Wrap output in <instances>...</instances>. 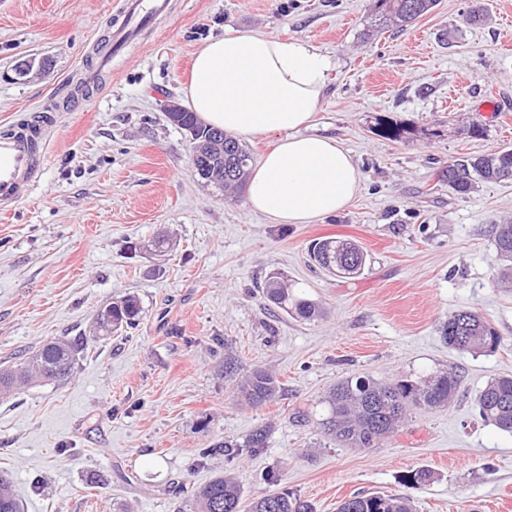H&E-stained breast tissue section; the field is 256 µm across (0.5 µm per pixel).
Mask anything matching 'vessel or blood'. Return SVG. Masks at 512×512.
Here are the masks:
<instances>
[{
	"label": "vessel or blood",
	"instance_id": "obj_1",
	"mask_svg": "<svg viewBox=\"0 0 512 512\" xmlns=\"http://www.w3.org/2000/svg\"><path fill=\"white\" fill-rule=\"evenodd\" d=\"M161 0H122L112 25V47L121 49L147 19L161 11ZM43 138L39 125L13 124L0 132V208L23 201L37 183L38 147Z\"/></svg>",
	"mask_w": 512,
	"mask_h": 512
}]
</instances>
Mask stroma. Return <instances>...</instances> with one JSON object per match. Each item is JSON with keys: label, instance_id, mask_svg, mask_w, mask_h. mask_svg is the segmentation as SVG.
Wrapping results in <instances>:
<instances>
[{"label": "stroma", "instance_id": "stroma-1", "mask_svg": "<svg viewBox=\"0 0 512 512\" xmlns=\"http://www.w3.org/2000/svg\"><path fill=\"white\" fill-rule=\"evenodd\" d=\"M483 3L480 24L465 21L469 0H439L407 30L369 37L372 0H166L107 74L97 62L117 0H0V131L58 117L34 190L0 213V366L89 339L67 382L0 396V472L24 512H193L194 491L227 471L246 498L287 491L316 512L358 493L407 495L416 512H512V434L476 402L512 374V283L492 238L512 220V181L460 195L444 178L454 161L512 148V0ZM228 26L304 38L336 61L311 129L338 139L361 173L343 212L275 224L245 191L193 176L165 106L184 105L196 50ZM43 58L49 72L16 75L18 61ZM73 89L88 98L77 112ZM383 120L401 135L377 133ZM468 122L483 135H462ZM159 234L174 242L161 258L145 249ZM322 237L358 243L363 273L319 268L309 248ZM273 272L323 316L270 304L261 287ZM126 295L141 303L136 325L94 339L99 308ZM461 308L499 333L495 351L443 342L441 322ZM228 356L276 375L277 400L236 402ZM440 371L461 379L448 408L413 411L373 448L323 437L336 382ZM260 427L266 448H245ZM420 469L431 480L410 485Z\"/></svg>", "mask_w": 512, "mask_h": 512}]
</instances>
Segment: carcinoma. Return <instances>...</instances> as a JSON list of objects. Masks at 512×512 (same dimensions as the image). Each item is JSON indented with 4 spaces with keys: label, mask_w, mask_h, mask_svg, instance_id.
Instances as JSON below:
<instances>
[{
    "label": "carcinoma",
    "mask_w": 512,
    "mask_h": 512,
    "mask_svg": "<svg viewBox=\"0 0 512 512\" xmlns=\"http://www.w3.org/2000/svg\"><path fill=\"white\" fill-rule=\"evenodd\" d=\"M438 0H375L372 28L390 26L404 29L436 7ZM169 121L197 136L224 143V150L207 157L205 170L224 172V190L242 186L252 163V155L239 141L224 131L203 124L193 112L172 114ZM448 187L468 194L481 182L512 180V149L462 160L448 166ZM497 256L512 277V221L496 224L492 229ZM314 260L323 268L342 277L359 276L366 264V254L355 243L326 238L314 243ZM263 296L284 311L303 320L321 316L320 306L307 298L294 295L280 273L268 276L262 287ZM140 302L125 296L112 302L97 314V328L107 337L133 325L141 314ZM444 342L463 353L494 351L500 336L481 316L472 310H457L439 328ZM80 339L60 340L44 344L17 368H0V395L17 393L37 381L67 380L83 350ZM226 377L238 398L247 406L259 408L274 402L281 383L269 371L255 367L239 374L237 363L226 360ZM460 387L453 372H440L420 381L380 382L365 376L347 377L330 389L325 397L328 415L322 420L323 432L336 444L353 449L372 448L382 439L396 433L414 409L433 410L451 404ZM482 416L505 432H512V375L491 379L478 394ZM269 432L258 428L241 444H220L224 455L232 457L239 447L258 450L267 447ZM198 512H314L309 502L288 492H277L244 500L243 488L232 473L217 476L194 494ZM0 512H23L7 474L0 473ZM338 512H413L407 495L356 494L343 501Z\"/></svg>",
    "instance_id": "1"
}]
</instances>
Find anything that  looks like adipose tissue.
Here are the masks:
<instances>
[{
    "label": "adipose tissue",
    "mask_w": 512,
    "mask_h": 512,
    "mask_svg": "<svg viewBox=\"0 0 512 512\" xmlns=\"http://www.w3.org/2000/svg\"><path fill=\"white\" fill-rule=\"evenodd\" d=\"M334 66L308 40L253 30L210 37L193 58L185 95L203 122L234 136L278 137L247 185L251 209L274 223H314L344 210L358 192L349 151L306 131Z\"/></svg>",
    "instance_id": "1"
}]
</instances>
